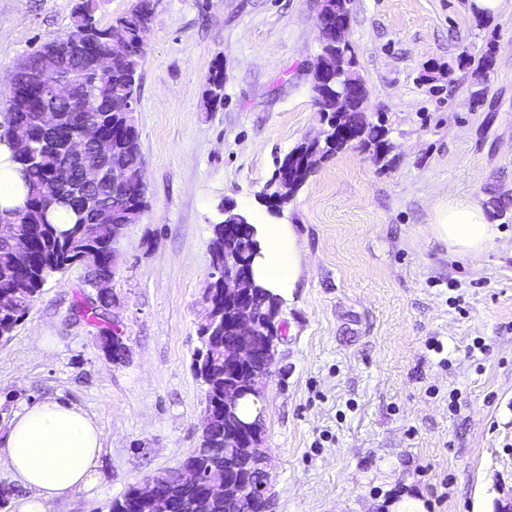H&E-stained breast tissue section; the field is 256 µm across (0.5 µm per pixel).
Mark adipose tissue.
Here are the masks:
<instances>
[{"label": "adipose tissue", "mask_w": 512, "mask_h": 512, "mask_svg": "<svg viewBox=\"0 0 512 512\" xmlns=\"http://www.w3.org/2000/svg\"><path fill=\"white\" fill-rule=\"evenodd\" d=\"M26 186L12 145L0 142V214L23 207ZM261 255L253 276L263 287L282 295L293 288L301 255L285 224L257 227ZM432 235L450 253L476 262L498 245L501 231L488 222L472 198L448 196L435 208ZM102 433L80 406L48 399L24 407L0 438V467L27 489L17 512H50L57 500L90 489L97 477Z\"/></svg>", "instance_id": "ef3b65f1"}]
</instances>
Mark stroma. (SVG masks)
<instances>
[{"mask_svg": "<svg viewBox=\"0 0 512 512\" xmlns=\"http://www.w3.org/2000/svg\"><path fill=\"white\" fill-rule=\"evenodd\" d=\"M78 0H0V116L19 62L73 29ZM346 32L383 117L388 151L347 147L280 214L261 195L277 160L319 137L311 89L316 0H157L136 127L147 208L115 244V363L82 317L86 269L50 279L0 345V434L46 398L79 404L103 433L95 485L53 512H109L146 475L199 446L191 370L219 205L291 225L303 253L278 319L263 402L268 512H498L512 502V7L468 0H351ZM496 49L471 97L461 54ZM224 102L208 107L214 67ZM508 204L480 265L433 239L446 195Z\"/></svg>", "mask_w": 512, "mask_h": 512, "instance_id": "obj_1", "label": "stroma"}]
</instances>
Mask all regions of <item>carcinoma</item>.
I'll return each mask as SVG.
<instances>
[{"label": "carcinoma", "mask_w": 512, "mask_h": 512, "mask_svg": "<svg viewBox=\"0 0 512 512\" xmlns=\"http://www.w3.org/2000/svg\"><path fill=\"white\" fill-rule=\"evenodd\" d=\"M155 0H136L131 10L117 18L107 28L99 27L95 14L99 8L98 0H79L73 12V31L68 39L87 36L93 32V39L100 49L112 51V33L120 32L125 39L129 52L112 63L109 75L104 76L91 68V62L84 58L71 56L63 68L48 72L43 67V50H37L29 56V67L18 79V84L34 77L38 88L36 107L44 112H54L59 122L76 132L79 126L74 124L72 112L74 105L54 92V86L60 80L67 81L81 105L82 116L98 125L115 129L112 141V166L119 167L124 174V187L115 190L109 185L93 188L90 195L100 203L107 204L116 215L115 224H94L73 204L57 203L46 206L49 195L62 192L63 181L58 178L60 158L56 148L42 142L39 127L33 124L35 112L18 99L19 88H13V96L8 112L0 122V141H10L11 128L24 123L32 126L34 147L27 157L16 156L28 188V198L23 208L0 216V293L10 296L11 308L0 312V343H8L15 328L29 313L33 302L44 284L69 266L80 263L91 272L90 285L96 281L114 275L117 255L113 244L119 237L120 225L136 224L141 220L146 208V189L142 180L143 158L138 142L135 116L126 109L127 101L137 99L139 94V75L145 55L144 46L147 30L134 24L136 18H153ZM320 12L326 17L327 24L336 28L350 22V10L339 0H324L320 3ZM495 47H489L478 60L462 54L459 67L471 70L472 95L480 99L483 96L488 62L495 58ZM347 66L341 82L362 88L364 80L355 69L352 51L346 52ZM224 73L217 66L212 70L205 92L208 106L216 107L224 102ZM327 127L335 124L351 127L359 144L375 149L385 143L388 130L381 123L365 125L359 122L358 110L347 106L340 112L323 113ZM294 150H305L312 154L306 168H286L282 165L275 170L271 185L275 190L270 193L278 197L279 203L286 204L291 196L282 195V185H301L338 147L334 143L322 142L311 146L304 142ZM63 210L69 215V226L59 227L55 214ZM236 225L237 236L257 245L254 240L255 227L249 222L238 223L236 214L231 213L224 220L213 225L210 247V266L216 270L224 265V251L232 245V238L224 235V225ZM240 268L246 271L252 290L254 309L264 318L272 307L281 305V298L260 286L253 276L255 258L251 252L236 255ZM204 302L210 304L211 320L209 325L198 328L200 346L192 359V370L196 378L205 387V410L211 420L208 435L203 443L204 451H196L187 457L181 466L196 472L198 480L188 485L164 471L151 475L156 490L165 502L167 512H192L194 504L207 497L214 485H224V389H233L249 382L244 374H224V299L215 284H210L204 296ZM112 296L100 292L95 303L86 308L87 319L100 325L99 341L102 350L112 360L125 357L126 349L121 337L109 326L108 311ZM109 512H153L149 500L140 494L138 487L129 489L122 498L111 504Z\"/></svg>", "instance_id": "1"}]
</instances>
